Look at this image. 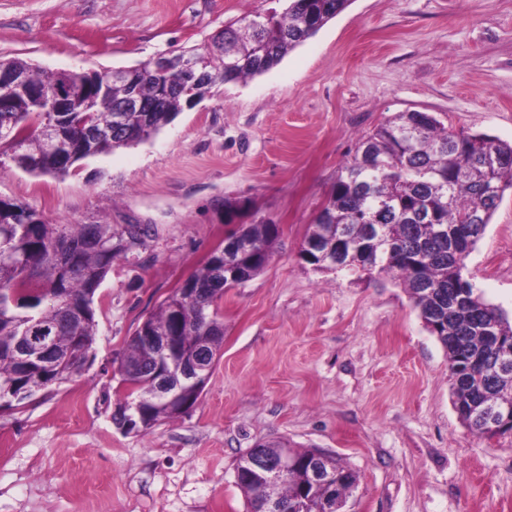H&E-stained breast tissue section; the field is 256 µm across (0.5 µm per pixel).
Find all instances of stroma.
<instances>
[{
  "label": "stroma",
  "instance_id": "stroma-1",
  "mask_svg": "<svg viewBox=\"0 0 512 512\" xmlns=\"http://www.w3.org/2000/svg\"><path fill=\"white\" fill-rule=\"evenodd\" d=\"M285 0H0V60L51 73L137 68ZM512 143V0H351L267 73L216 84L150 140L64 177L0 166V198L59 227L142 229L93 307L90 362L0 414V512H246L237 458L320 448L355 469L349 512H512V433L476 438L448 357L395 281L298 252L359 136L398 112ZM275 255L220 303L224 341L195 406L150 433L112 420L137 326L240 225ZM512 315V189L466 260Z\"/></svg>",
  "mask_w": 512,
  "mask_h": 512
}]
</instances>
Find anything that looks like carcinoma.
I'll return each mask as SVG.
<instances>
[{
  "label": "carcinoma",
  "mask_w": 512,
  "mask_h": 512,
  "mask_svg": "<svg viewBox=\"0 0 512 512\" xmlns=\"http://www.w3.org/2000/svg\"><path fill=\"white\" fill-rule=\"evenodd\" d=\"M287 7L256 13L224 25V59L210 57L205 69L224 68L227 82L262 75L278 66L285 56L313 37L341 13L350 0H286ZM9 72L29 75L45 89L58 82V74L44 76L26 61L3 62ZM70 83L69 112L58 130L63 142L77 146L73 155L48 150L40 130L46 117L25 97L13 101L14 111L0 112V123L10 121L12 134L23 143L32 160L27 172L64 176L74 163L108 154L131 145V138L114 134L83 142L84 131L93 126L112 127V104L127 89L114 85L105 95L93 92L86 72L67 73ZM181 77H157L146 69L136 77L139 92L155 97L166 82ZM189 95H173L155 112H126L128 130L138 140L150 139L188 105ZM498 161L493 183L482 167L487 155ZM512 188V144L482 135L456 131L428 112H398L385 118L362 136L354 154L338 171L326 202L310 225L301 244L300 259L318 271L343 272L375 279L387 276L405 288L426 329L448 355L453 378V405L462 422L477 438L482 424L474 407L512 398V376L490 387L473 360L482 352V325L493 327L501 344L512 347V321L498 307L476 293L466 274V259L482 237L505 190ZM482 208V223L471 224L469 214ZM26 209L16 202L0 210V387L24 381L44 388L65 380L73 364L67 356L79 353L88 359L95 336L94 297L112 268V260L138 240L141 229L127 235L112 231L110 224H68L57 228L37 221L16 224L11 209ZM279 227L269 222L246 224L225 242L242 238L246 243L223 259L216 255L186 282L200 288L194 300L176 290L146 317L153 335L178 332L186 350L197 345L211 355L219 352L224 324L218 302L224 289L233 287L230 270L223 262L252 279L273 256ZM45 330L54 337L46 359L49 375L36 365L21 374L17 361L20 337L31 330ZM158 352L130 339L121 356L118 372L125 399H136L155 371ZM138 431L146 432L163 419L180 416L161 400L144 405ZM300 469L280 488L283 498L305 497L318 506L322 492L306 485L303 471L315 455L343 477L341 493H351L358 474L335 455L316 448L294 450ZM247 507L265 493L256 481L241 482Z\"/></svg>",
  "instance_id": "cac0c4a2"
}]
</instances>
